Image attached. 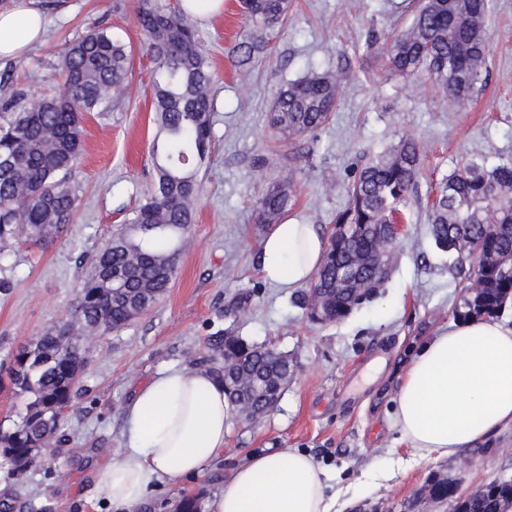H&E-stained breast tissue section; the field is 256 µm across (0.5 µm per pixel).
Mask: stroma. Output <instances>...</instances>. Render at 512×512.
Returning <instances> with one entry per match:
<instances>
[{"instance_id":"obj_1","label":"stroma","mask_w":512,"mask_h":512,"mask_svg":"<svg viewBox=\"0 0 512 512\" xmlns=\"http://www.w3.org/2000/svg\"><path fill=\"white\" fill-rule=\"evenodd\" d=\"M495 27L485 80L456 109L426 77L388 70L368 41L406 27L413 0H293L283 31L250 73L236 46L245 25L237 0L198 24L213 72L212 147L198 178L195 221L169 291L124 328L90 339L80 390L67 415L68 440L52 445L24 473L0 464V504L12 512H112L95 473L122 451L123 411L136 388L170 368L204 369L213 337L231 333L288 356L294 375L276 407L254 423L232 418L224 453L201 473L165 481L137 512H179L183 498L207 504L251 455L278 448L308 454L328 472L344 512H448L421 499L431 477L465 489L512 477V429L448 459H421L393 424L405 365L423 341L455 320L465 273L456 254L430 233L433 188L463 154L512 160V0H491ZM54 24L45 43L0 60V95L42 93L60 81L58 57L92 28L126 44V96L83 121L84 151L71 183L80 205L64 231L41 244L13 243L0 260V369L39 336L71 323L88 259L149 197L153 183V64L137 26L138 0H37ZM335 72L339 102L321 129L280 140L268 123L278 90L309 71ZM409 138L423 153L418 187L406 206L405 232L386 279L343 321L308 322L297 288L262 275L257 202L293 174L296 197L283 222L329 232L348 204L347 188L364 162Z\"/></svg>"}]
</instances>
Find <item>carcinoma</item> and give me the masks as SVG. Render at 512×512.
I'll use <instances>...</instances> for the list:
<instances>
[{"mask_svg":"<svg viewBox=\"0 0 512 512\" xmlns=\"http://www.w3.org/2000/svg\"><path fill=\"white\" fill-rule=\"evenodd\" d=\"M247 32L237 47V66L247 71L282 26L292 0H238ZM138 25L149 40L158 77L153 83L158 128L153 159L155 186L127 224L89 260L81 282L74 321L40 337L13 356L9 378L24 410L7 431L0 460L33 463L30 450L52 442L65 425L83 368L85 342L120 329L167 293L195 217L201 193L198 171L211 151L212 72L188 8L173 9L161 0H140ZM491 0H417L409 25L376 38L392 73L424 75L453 108L482 82L491 53ZM130 63L126 46L109 32H86L62 53V81L49 94L14 90L0 98V243L22 234L38 244L62 231L79 205L70 183L79 162L83 115L103 112L125 91ZM338 101V82L330 72L308 74L282 87L270 110V123L283 138L312 133L325 125ZM421 148L405 139L361 167L348 187L349 205L338 212L322 264L310 287L337 319L353 311L354 289L375 288L388 275L391 250L381 267L371 265L373 228L399 224L407 197L417 186ZM295 196L286 177L259 199L263 224H274ZM437 247L471 255L481 247L482 266L469 287L485 292L464 295L459 320L503 314L512 304V160L462 157L458 169L441 180L429 212ZM121 287H112V273ZM512 487L491 488L466 503L465 512H499Z\"/></svg>","mask_w":512,"mask_h":512,"instance_id":"1","label":"carcinoma"}]
</instances>
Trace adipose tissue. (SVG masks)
<instances>
[{"instance_id": "obj_1", "label": "adipose tissue", "mask_w": 512, "mask_h": 512, "mask_svg": "<svg viewBox=\"0 0 512 512\" xmlns=\"http://www.w3.org/2000/svg\"><path fill=\"white\" fill-rule=\"evenodd\" d=\"M51 18L35 0L0 7V59L42 43ZM327 241L312 224H279L261 244L265 280L283 288L311 282ZM234 409L204 370L173 368L136 390L124 411L123 451L97 473L114 512H134L156 483L201 472L224 451ZM394 425L420 458L450 457L512 427V328L492 320L452 323L408 363ZM326 473L294 449L256 454L210 499V512H338Z\"/></svg>"}]
</instances>
